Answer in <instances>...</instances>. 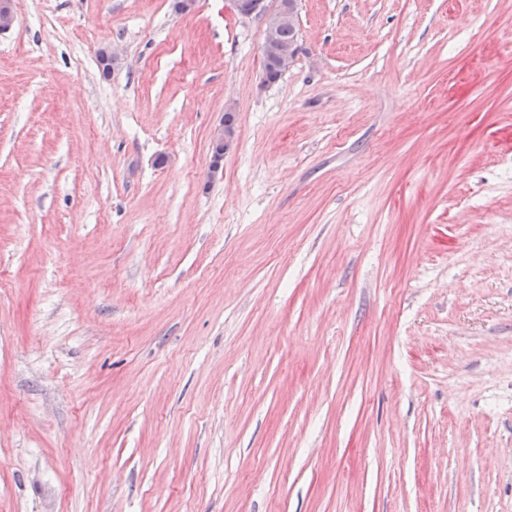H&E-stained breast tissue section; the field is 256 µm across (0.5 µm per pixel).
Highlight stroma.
I'll return each instance as SVG.
<instances>
[{
    "label": "stroma",
    "mask_w": 512,
    "mask_h": 512,
    "mask_svg": "<svg viewBox=\"0 0 512 512\" xmlns=\"http://www.w3.org/2000/svg\"><path fill=\"white\" fill-rule=\"evenodd\" d=\"M175 3L0 33V512H512V0ZM233 12L239 19L250 20L261 18L264 22V63L263 71L266 80L268 72H277L270 75V81L275 82L288 71L294 62L299 45H284L298 41V30L293 27L298 24L297 0H230ZM270 2H274L269 6ZM282 28L277 39V32ZM236 142V123L234 119L228 120L225 118L222 123L213 132L212 146L217 148L218 151L213 154V169H218L219 164L226 154Z\"/></svg>",
    "instance_id": "1"
}]
</instances>
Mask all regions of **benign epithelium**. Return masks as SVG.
I'll return each instance as SVG.
<instances>
[{"mask_svg": "<svg viewBox=\"0 0 512 512\" xmlns=\"http://www.w3.org/2000/svg\"><path fill=\"white\" fill-rule=\"evenodd\" d=\"M233 12L242 20L260 18L264 22V63L263 71L280 75L288 71L294 62L299 45H284L277 39L278 29L284 25L298 24L297 0H230ZM236 142L235 120H224L213 132L212 146L217 148L213 154V168L219 164Z\"/></svg>", "mask_w": 512, "mask_h": 512, "instance_id": "7a95c632", "label": "benign epithelium"}]
</instances>
